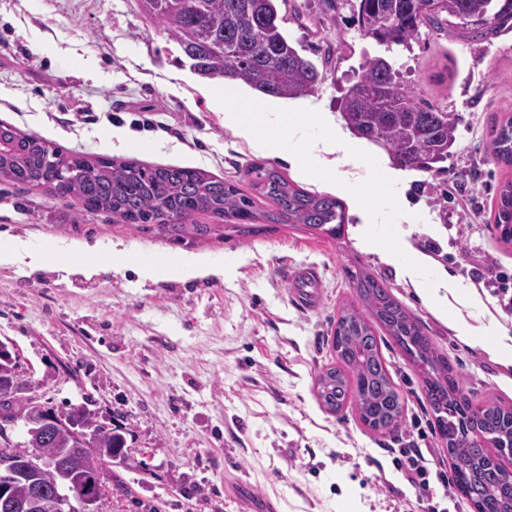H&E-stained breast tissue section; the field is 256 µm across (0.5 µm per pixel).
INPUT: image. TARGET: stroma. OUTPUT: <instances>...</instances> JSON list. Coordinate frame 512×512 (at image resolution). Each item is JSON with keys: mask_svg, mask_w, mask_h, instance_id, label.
<instances>
[{"mask_svg": "<svg viewBox=\"0 0 512 512\" xmlns=\"http://www.w3.org/2000/svg\"><path fill=\"white\" fill-rule=\"evenodd\" d=\"M279 15L289 42L323 74L307 98L319 111L340 117L346 89L381 56L424 101L458 115L441 171L408 170L395 192L384 191L366 160L388 155L366 141L336 176L365 182L375 222L400 225L413 251L471 286L512 333V315L480 280L489 268L512 275V243L493 223L512 168L496 162L488 135L492 119L512 115V24L476 38L446 23L388 46L363 35L348 0L335 12L320 0H287ZM178 54L136 0H0V122L91 159L196 168L244 190L247 167L260 162L304 190L336 194L316 158L300 155L294 166L226 128L213 81L179 66ZM117 128L141 148H121ZM343 204L336 239L286 225L243 238L200 215L208 234L175 241L0 182V234L30 247L120 241L235 268L228 279L154 283L130 270L86 279L0 265V340L40 402L83 405L99 425L131 429V450L112 469L126 492L110 512H473L452 488L421 381L389 336L381 352L404 400L396 432L370 431L353 409L332 414L316 399L336 314L356 302L351 276L363 271L418 318L466 391L512 403V362L465 343L394 265L363 249L356 208ZM292 266L318 270L317 310L296 305L283 275ZM405 448L428 459V494L405 479Z\"/></svg>", "mask_w": 512, "mask_h": 512, "instance_id": "35a3bbf8", "label": "stroma"}]
</instances>
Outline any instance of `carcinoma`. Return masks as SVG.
Instances as JSON below:
<instances>
[{
	"label": "carcinoma",
	"mask_w": 512,
	"mask_h": 512,
	"mask_svg": "<svg viewBox=\"0 0 512 512\" xmlns=\"http://www.w3.org/2000/svg\"><path fill=\"white\" fill-rule=\"evenodd\" d=\"M279 0H137L144 18L163 27L180 47L190 70L202 79H232L265 95L299 98L313 93L322 80L314 64L301 57L278 24ZM357 22L367 37L406 45L423 25L442 24V15L459 20L490 16L493 30L512 19V0H443L441 8L426 14L415 0H356ZM356 84L360 90L343 101L342 117L358 137L381 145L391 163L400 168L433 169L444 162L455 143L458 115L436 109L403 84L392 65L369 59ZM493 156L512 167V117L491 131ZM252 187L271 203L260 218L270 224L305 227L331 236L345 223L344 208L336 197L311 193L292 185L279 172L249 167ZM0 180L32 189L47 188L87 212H104L120 224H154L177 239L192 230L207 232L204 224H190L197 214L232 222L242 236L262 230L255 225L254 199L235 185L204 171L173 166H142L94 161L64 152L43 139L23 134L0 123ZM494 224L500 239L512 243V180L505 182L497 199ZM364 310L344 306L336 316L332 347L334 365L317 378V395L325 408L336 413L349 405L362 424L381 433L396 431L402 422V397L389 373L378 343L382 329L407 356L422 380L423 391L440 436L446 443L453 469V489L478 509L512 512V485L488 444L501 453L512 451V405L496 400L475 403L464 392L448 357L435 347L419 320L394 296L385 283L362 274L354 285ZM11 351H0V385L17 376ZM10 417L29 427L54 421L34 447L54 459L75 441L62 424L87 427V439L107 455L126 458L123 433L96 424L84 407L56 409L42 403L4 405ZM99 464L85 463L76 495L96 483ZM57 474L47 470L18 481L0 512H25L32 485L44 492L36 512H56Z\"/></svg>",
	"instance_id": "cac0c4a2"
}]
</instances>
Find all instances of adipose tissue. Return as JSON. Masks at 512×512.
Here are the masks:
<instances>
[{
    "label": "adipose tissue",
    "instance_id": "adipose-tissue-1",
    "mask_svg": "<svg viewBox=\"0 0 512 512\" xmlns=\"http://www.w3.org/2000/svg\"><path fill=\"white\" fill-rule=\"evenodd\" d=\"M242 95V90L230 82L212 90V102L224 110L225 127L246 137L260 149L276 145L278 154L291 163L295 162L298 151L313 152V145L302 144L298 136L299 124L305 119L322 121V113L290 112L272 103L247 109L242 104ZM359 243L364 248L383 251L386 259L432 307L442 314L456 317V327L463 340L475 341L473 328L456 316L458 306L480 307L481 302L473 289L448 272L431 270L413 250L404 248L397 225L362 224ZM76 253L86 255V262H74L72 256ZM13 264L24 265L33 271L50 265L68 275L79 273L87 277L130 269L144 281H185L209 274L223 277L228 272L227 267H210L192 255L172 260L160 253H134L116 244L105 253L95 244H63L51 250H37L18 238L0 236V265Z\"/></svg>",
    "mask_w": 512,
    "mask_h": 512
}]
</instances>
